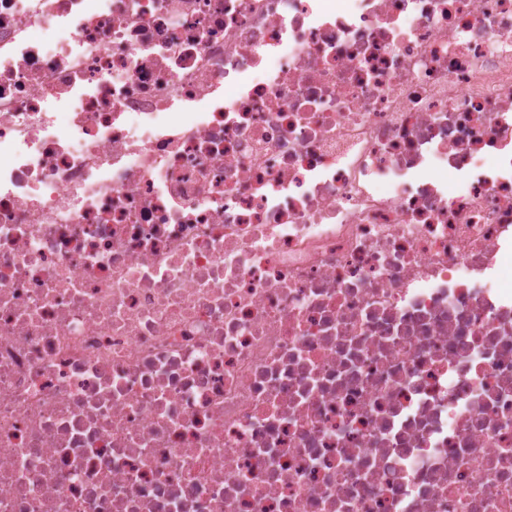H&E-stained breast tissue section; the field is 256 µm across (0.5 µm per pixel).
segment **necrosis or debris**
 <instances>
[{"label": "necrosis or debris", "instance_id": "1", "mask_svg": "<svg viewBox=\"0 0 512 512\" xmlns=\"http://www.w3.org/2000/svg\"><path fill=\"white\" fill-rule=\"evenodd\" d=\"M0 512H512V0H0Z\"/></svg>", "mask_w": 512, "mask_h": 512}]
</instances>
